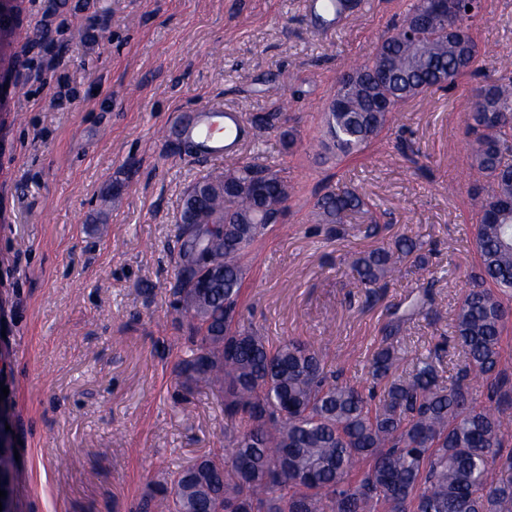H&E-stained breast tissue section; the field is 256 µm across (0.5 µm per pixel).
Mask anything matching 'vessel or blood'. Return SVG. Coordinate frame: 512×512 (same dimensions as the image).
I'll use <instances>...</instances> for the list:
<instances>
[{"label": "vessel or blood", "instance_id": "1", "mask_svg": "<svg viewBox=\"0 0 512 512\" xmlns=\"http://www.w3.org/2000/svg\"><path fill=\"white\" fill-rule=\"evenodd\" d=\"M242 119L239 113L220 106L199 109L193 121L181 127L182 136L193 142L201 157L233 155L239 142Z\"/></svg>", "mask_w": 512, "mask_h": 512}]
</instances>
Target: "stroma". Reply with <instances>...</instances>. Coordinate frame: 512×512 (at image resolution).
<instances>
[{"instance_id":"obj_1","label":"stroma","mask_w":512,"mask_h":512,"mask_svg":"<svg viewBox=\"0 0 512 512\" xmlns=\"http://www.w3.org/2000/svg\"><path fill=\"white\" fill-rule=\"evenodd\" d=\"M357 2L325 31L311 0H19L0 62V405L19 443V512H135L170 472L224 446L220 393L184 392L174 371L176 216L192 184L233 163L200 158L175 131L208 105L240 112V155L298 189L244 260L243 323L310 343L362 383L387 306L425 287L400 342L441 346L454 380L452 319L479 264L472 82L408 101L364 153L336 158L323 123L336 77L409 4ZM486 7L484 61L512 60V0ZM283 101L290 148L282 128L253 124ZM339 182L370 201L377 235L313 222L316 195ZM401 235L423 243L424 274L367 293L353 258Z\"/></svg>"}]
</instances>
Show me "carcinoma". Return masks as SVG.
I'll return each instance as SVG.
<instances>
[{
  "mask_svg": "<svg viewBox=\"0 0 512 512\" xmlns=\"http://www.w3.org/2000/svg\"><path fill=\"white\" fill-rule=\"evenodd\" d=\"M355 5L314 0L315 22L330 27ZM482 11L483 0H461L439 18L429 0H411L371 54L339 73L346 106L325 113L329 146L350 155L377 140L401 104L476 79L467 117L472 166L493 190L477 199L485 214L475 231L479 268L452 323L464 355L456 381L440 385L438 351L395 345L425 294L390 314L366 387L328 371L311 346L273 345L240 324L243 260L267 225L281 223L294 191L260 157H247L185 194L174 246L173 309L186 341L180 386L217 388L239 426L225 435L224 452L173 473L171 490L147 495L140 512H512V450L503 451L512 378L499 369L512 320V62L496 79L478 80L482 53L470 30ZM369 212L345 185L318 196L312 215L317 224H343ZM421 250L402 236L392 250L361 253L359 284L387 286L409 257L425 269ZM197 277L207 287H195ZM474 379L486 384L484 405Z\"/></svg>",
  "mask_w": 512,
  "mask_h": 512,
  "instance_id": "carcinoma-1",
  "label": "carcinoma"
}]
</instances>
